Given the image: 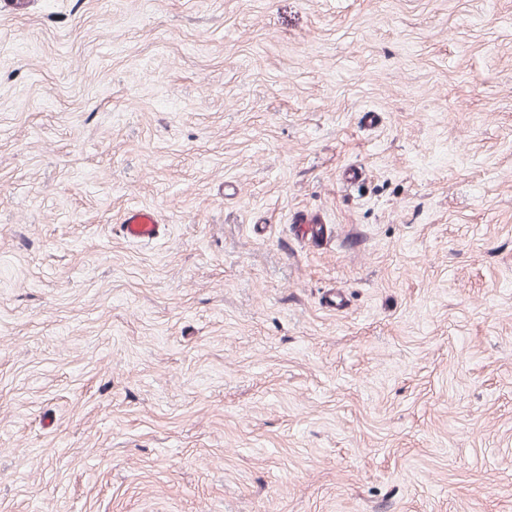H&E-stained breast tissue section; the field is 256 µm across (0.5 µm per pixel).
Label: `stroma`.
<instances>
[{
	"mask_svg": "<svg viewBox=\"0 0 512 512\" xmlns=\"http://www.w3.org/2000/svg\"><path fill=\"white\" fill-rule=\"evenodd\" d=\"M0 512H512V0H0ZM158 220L154 211L133 207L122 221L123 237L129 241L149 242L158 232Z\"/></svg>",
	"mask_w": 512,
	"mask_h": 512,
	"instance_id": "1",
	"label": "stroma"
}]
</instances>
